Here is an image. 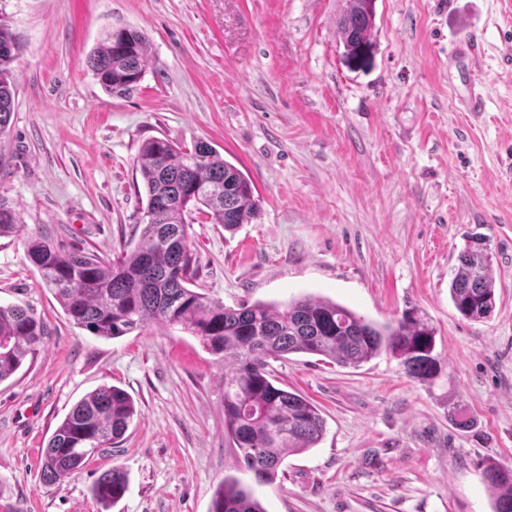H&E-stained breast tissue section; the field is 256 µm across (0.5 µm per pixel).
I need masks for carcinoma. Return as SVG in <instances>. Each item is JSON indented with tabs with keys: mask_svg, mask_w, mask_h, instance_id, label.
Listing matches in <instances>:
<instances>
[{
	"mask_svg": "<svg viewBox=\"0 0 512 512\" xmlns=\"http://www.w3.org/2000/svg\"><path fill=\"white\" fill-rule=\"evenodd\" d=\"M375 27V0H347L338 37L347 60L360 59ZM18 42L0 22V134L15 106L11 63ZM149 37L136 28L106 32L86 59L111 95L130 92L149 60ZM147 205L135 243L104 259L81 250L64 251L51 239H25V254L46 287L77 327L100 338H118L153 323L176 326L195 336L208 353L224 362V433L239 449L245 469L259 484L275 479L284 455L315 447L324 420L304 396L274 384L270 361L296 353L327 357L357 367L385 351L417 380L439 370L435 328L412 310L385 324H374L336 302L305 297L282 308L266 303L236 308L193 288L197 257L188 240L193 213L233 231L259 215L251 182L209 144L184 150L174 140L143 142L136 159ZM20 223L12 204L0 198V236ZM456 311L482 321L496 307L491 256L483 239L470 237L458 255L449 284ZM47 336L44 320L17 305H0V381L14 375L35 355ZM136 408L121 388L101 385L78 401L48 442L42 476L61 483L83 468L95 453L112 447L133 422ZM485 484L494 493V512H512V470L489 466ZM128 487L120 467L104 471L92 487L105 507L122 499ZM210 512H265L252 490L226 479Z\"/></svg>",
	"mask_w": 512,
	"mask_h": 512,
	"instance_id": "1",
	"label": "carcinoma"
}]
</instances>
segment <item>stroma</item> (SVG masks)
<instances>
[{
    "mask_svg": "<svg viewBox=\"0 0 512 512\" xmlns=\"http://www.w3.org/2000/svg\"><path fill=\"white\" fill-rule=\"evenodd\" d=\"M346 0H0L19 43L15 110L0 136V305L34 309L43 346L0 382V512H106L114 466L129 488L107 512H209L225 478L266 512H492L484 470L512 469V0H376L366 59L337 37ZM147 32L127 95L86 57L107 30ZM481 47L475 64L460 41ZM485 86L468 109L471 81ZM210 143L250 180L259 216L235 231L193 214L197 288L234 307L329 299L383 324L408 309L436 330L421 382L381 354L360 367L294 354L278 386L325 432L256 484L224 434V365L190 333L151 324L103 339L73 325L23 242L44 235L103 257L137 239L142 143ZM492 255L496 308L470 321L448 283L466 236ZM114 385L137 414L121 441L63 484L41 477L59 423ZM468 420L456 425L454 415ZM128 487L126 472L120 467H112L104 471L92 487L93 495L105 505L107 512L122 499Z\"/></svg>",
    "mask_w": 512,
    "mask_h": 512,
    "instance_id": "stroma-1",
    "label": "stroma"
}]
</instances>
